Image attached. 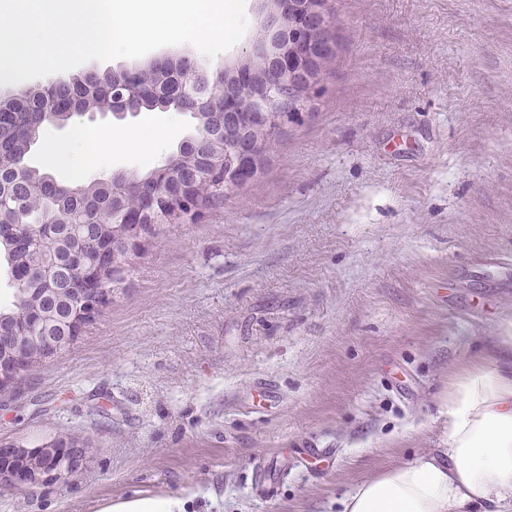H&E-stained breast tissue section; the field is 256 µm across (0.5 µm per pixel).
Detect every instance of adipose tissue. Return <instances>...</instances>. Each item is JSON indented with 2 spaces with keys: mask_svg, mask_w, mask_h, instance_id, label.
<instances>
[{
  "mask_svg": "<svg viewBox=\"0 0 512 512\" xmlns=\"http://www.w3.org/2000/svg\"><path fill=\"white\" fill-rule=\"evenodd\" d=\"M158 154L144 128L73 136L57 159L81 173L118 150ZM441 446L358 484L342 512H512V318L499 322L485 352L449 382Z\"/></svg>",
  "mask_w": 512,
  "mask_h": 512,
  "instance_id": "1",
  "label": "adipose tissue"
}]
</instances>
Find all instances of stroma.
Masks as SVG:
<instances>
[{
	"label": "stroma",
	"instance_id": "stroma-1",
	"mask_svg": "<svg viewBox=\"0 0 512 512\" xmlns=\"http://www.w3.org/2000/svg\"><path fill=\"white\" fill-rule=\"evenodd\" d=\"M341 49L311 117L264 174L196 222L160 227L69 349L0 391V446L82 445L74 477L0 479V512H99L176 496L186 512H340L357 484L436 448L450 378L512 317V0H331ZM187 45L209 72L243 54ZM149 126L163 154L189 113L83 115L46 127L31 165L75 127ZM272 384L276 401L261 386ZM332 448L256 497L250 463Z\"/></svg>",
	"mask_w": 512,
	"mask_h": 512
}]
</instances>
